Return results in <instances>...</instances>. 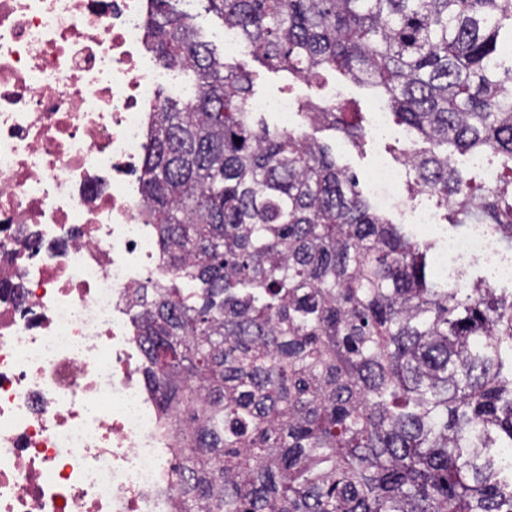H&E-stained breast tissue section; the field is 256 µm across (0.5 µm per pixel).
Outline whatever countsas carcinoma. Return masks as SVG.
<instances>
[{
	"label": "carcinoma",
	"instance_id": "carcinoma-1",
	"mask_svg": "<svg viewBox=\"0 0 512 512\" xmlns=\"http://www.w3.org/2000/svg\"><path fill=\"white\" fill-rule=\"evenodd\" d=\"M269 69L374 89L428 147L412 191L512 247V0H204ZM180 0L147 47L193 73L158 95L140 176L173 275L138 339L183 415L179 512H512V291L432 279L435 243L372 210L304 128L353 144L359 113L305 102L291 130L248 111L250 74ZM240 142H235V139ZM481 154L492 184L455 167Z\"/></svg>",
	"mask_w": 512,
	"mask_h": 512
}]
</instances>
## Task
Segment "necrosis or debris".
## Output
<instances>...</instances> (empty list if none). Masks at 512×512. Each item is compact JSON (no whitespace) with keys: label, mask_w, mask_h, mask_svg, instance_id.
Segmentation results:
<instances>
[{"label":"necrosis or debris","mask_w":512,"mask_h":512,"mask_svg":"<svg viewBox=\"0 0 512 512\" xmlns=\"http://www.w3.org/2000/svg\"><path fill=\"white\" fill-rule=\"evenodd\" d=\"M149 9L0 0V512H177V423L135 339V296L171 274L141 207L169 76ZM403 174L378 163L377 208ZM448 249L512 281L481 232Z\"/></svg>","instance_id":"4bbe7bcc"}]
</instances>
